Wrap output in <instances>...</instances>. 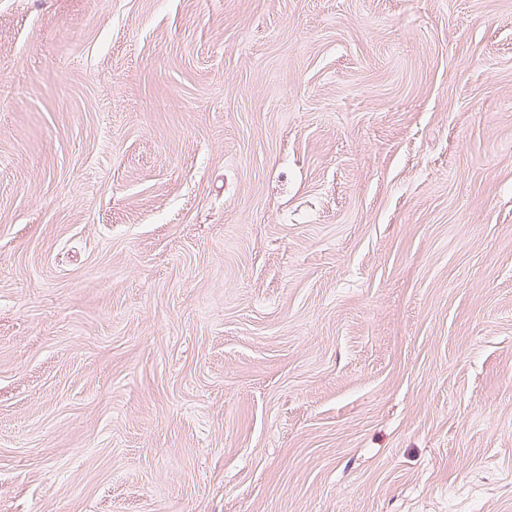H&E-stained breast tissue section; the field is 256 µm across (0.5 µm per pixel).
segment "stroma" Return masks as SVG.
<instances>
[{
  "instance_id": "obj_1",
  "label": "stroma",
  "mask_w": 512,
  "mask_h": 512,
  "mask_svg": "<svg viewBox=\"0 0 512 512\" xmlns=\"http://www.w3.org/2000/svg\"><path fill=\"white\" fill-rule=\"evenodd\" d=\"M0 512H512V0H0Z\"/></svg>"
}]
</instances>
